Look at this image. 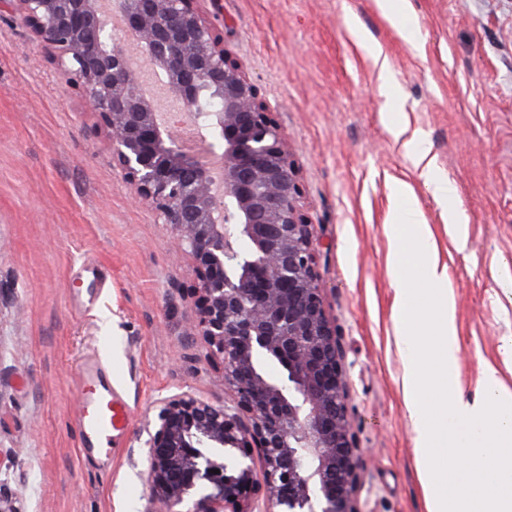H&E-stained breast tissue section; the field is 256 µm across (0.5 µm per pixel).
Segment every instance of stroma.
I'll list each match as a JSON object with an SVG mask.
<instances>
[{
    "instance_id": "1",
    "label": "stroma",
    "mask_w": 512,
    "mask_h": 512,
    "mask_svg": "<svg viewBox=\"0 0 512 512\" xmlns=\"http://www.w3.org/2000/svg\"><path fill=\"white\" fill-rule=\"evenodd\" d=\"M403 36L377 0H199L278 124L312 224L316 270L348 382L360 512H427L396 343L399 188L447 268L460 360L479 371L512 336V0H406ZM391 73L382 88L367 44ZM56 53L0 9V503L11 512H154L142 431L158 401H230L197 336V278L174 233L134 203L111 143ZM468 221L459 245L406 132ZM99 352L130 414L110 454L82 448L79 374Z\"/></svg>"
}]
</instances>
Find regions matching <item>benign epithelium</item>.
<instances>
[{"mask_svg":"<svg viewBox=\"0 0 512 512\" xmlns=\"http://www.w3.org/2000/svg\"><path fill=\"white\" fill-rule=\"evenodd\" d=\"M52 48L112 144L133 198L176 232L194 265L198 335L224 366L232 402L182 392L148 423L147 479L156 512H359V459L346 373L318 288L315 245L284 138L256 86L231 60L198 0H116L185 121L210 131L221 184L179 143L142 89L99 0H10ZM219 107L201 118L203 94ZM281 362L273 379L259 359ZM257 455L262 478L221 454Z\"/></svg>","mask_w":512,"mask_h":512,"instance_id":"obj_1","label":"benign epithelium"}]
</instances>
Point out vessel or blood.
Listing matches in <instances>:
<instances>
[{"instance_id":"1","label":"vessel or blood","mask_w":512,"mask_h":512,"mask_svg":"<svg viewBox=\"0 0 512 512\" xmlns=\"http://www.w3.org/2000/svg\"><path fill=\"white\" fill-rule=\"evenodd\" d=\"M80 386L83 402L77 425L82 441L111 439L116 425L126 421L127 411L123 404L114 401L112 386L106 379L105 368L99 358L86 360Z\"/></svg>"}]
</instances>
